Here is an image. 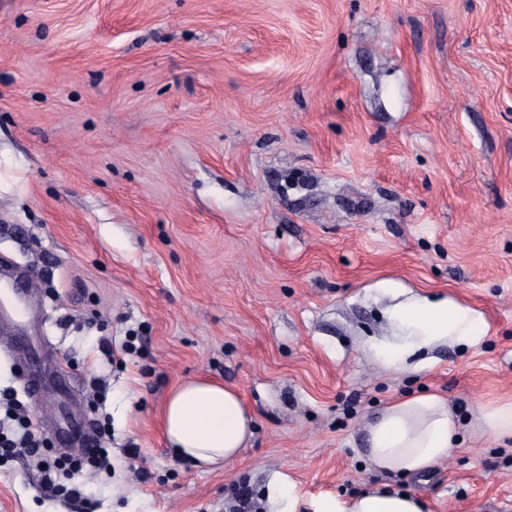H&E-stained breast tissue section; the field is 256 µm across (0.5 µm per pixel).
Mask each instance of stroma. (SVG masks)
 <instances>
[{"label":"stroma","instance_id":"35a3bbf8","mask_svg":"<svg viewBox=\"0 0 512 512\" xmlns=\"http://www.w3.org/2000/svg\"><path fill=\"white\" fill-rule=\"evenodd\" d=\"M2 258L34 285L7 318L42 352L46 455L103 423L112 472L46 499L1 461L0 512H229L243 487L274 512L277 478L302 508L387 486L506 512L512 438L474 410L512 404V0H0ZM411 298L470 309L480 341L386 365ZM196 376L256 418L206 472L161 423ZM421 394L458 448L378 473L370 418Z\"/></svg>","mask_w":512,"mask_h":512}]
</instances>
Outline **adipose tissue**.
<instances>
[{
  "label": "adipose tissue",
  "mask_w": 512,
  "mask_h": 512,
  "mask_svg": "<svg viewBox=\"0 0 512 512\" xmlns=\"http://www.w3.org/2000/svg\"><path fill=\"white\" fill-rule=\"evenodd\" d=\"M395 315L427 343L451 337L470 343L482 334L469 309L450 300L410 301L400 305ZM163 419L172 456L199 467L235 458L255 426L239 392L206 377L172 390ZM459 432V422L444 399L435 395L405 399L387 406L368 424L367 458L380 472L420 476L448 459ZM309 508L311 512H424L419 497L380 488L348 497L323 495Z\"/></svg>",
  "instance_id": "ef3b65f1"
}]
</instances>
